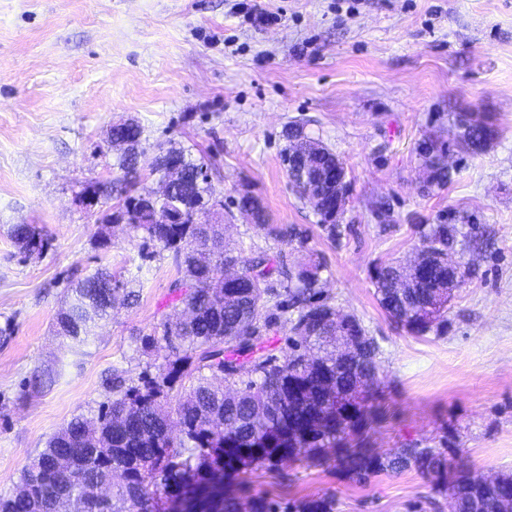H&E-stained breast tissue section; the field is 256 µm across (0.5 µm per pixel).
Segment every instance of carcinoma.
Masks as SVG:
<instances>
[{"label": "carcinoma", "instance_id": "obj_1", "mask_svg": "<svg viewBox=\"0 0 512 512\" xmlns=\"http://www.w3.org/2000/svg\"><path fill=\"white\" fill-rule=\"evenodd\" d=\"M471 121L462 130V120L455 119L448 134L460 152L480 155L488 151L495 130L486 115L473 113ZM142 136L133 119L112 125L110 143L123 176L97 182L99 199L119 197L126 226L143 231L182 268L171 295L191 318L163 324L160 337H139L146 353L165 342L168 354L158 371L146 368L133 378L112 369L106 379L112 400L100 405L97 417L77 415L50 436L22 470L14 492L0 496V512H169L175 499L182 500L184 512H276L266 495H239V475L253 466L273 471L290 461L320 462L329 448L336 449V468L352 481L413 470L440 492L455 488V512H499L500 503L512 498V474L482 486L478 472L442 446L408 445L380 453L352 445L373 422V403L380 397L376 338L360 318L350 316L342 335L364 337L363 346L352 357L337 359L336 326L327 318L336 305L323 295L322 262L311 254L290 266L280 255L234 253L224 244V225L200 224L194 212L184 209L188 198L224 207L211 182L183 180L161 201V210L138 209L136 197L165 182L164 156L175 158L186 172L207 167L172 147L152 164V184L140 187ZM283 136L287 154L316 157L326 150L291 125ZM417 150L430 169L428 186H445L451 179L447 142L430 136ZM236 208L252 213V223L266 235L304 247V235L296 229L267 223L254 196L242 194ZM164 213L179 216V222L161 223ZM414 232L418 250L431 257L415 287H392L397 268L389 262L375 264L370 277L380 307L395 326L424 337L448 328V307L434 306L440 289L448 286V267L437 261L458 254V228L416 224ZM10 237L28 255L49 246L32 224L12 225ZM70 294L56 327L58 335L75 343L92 335L116 303L132 306L139 299L107 270L78 279ZM282 325L292 336L288 356L279 363L264 353V340ZM204 370L221 376L224 386L214 385ZM173 414L177 436L170 433ZM288 509L336 512V499L305 496Z\"/></svg>", "mask_w": 512, "mask_h": 512}]
</instances>
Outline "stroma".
<instances>
[{"label":"stroma","mask_w":512,"mask_h":512,"mask_svg":"<svg viewBox=\"0 0 512 512\" xmlns=\"http://www.w3.org/2000/svg\"><path fill=\"white\" fill-rule=\"evenodd\" d=\"M235 2L0 0V326L14 329L0 345V495L50 435L106 401L112 368L137 374L164 359L136 338L177 317V267L164 251L144 257L143 232L125 226L99 247L101 218L117 202L89 209L80 199L89 181L119 177L108 131L127 118L144 129L141 174L172 147L210 164L232 214L226 239L244 255L318 254L325 295L382 350L383 396L363 447L445 437L479 472L512 473V0H261L279 17L263 27ZM470 112L490 116L491 147L450 150V182L424 192L418 142L447 135L454 115ZM290 124L346 168L339 239L291 188ZM246 192L270 223L303 232L307 248L237 213ZM378 202L390 221L374 218ZM439 223L459 226V254L476 276L455 292L447 333L417 338L388 320L369 270L413 259V225ZM14 224L35 225L50 247L24 254L9 236ZM99 268L139 300L71 343L56 334V316L71 280ZM49 367L55 383L28 390L33 372ZM241 489L281 503L331 494L336 512H432L435 497L416 472L360 485L330 460L256 467Z\"/></svg>","instance_id":"obj_1"}]
</instances>
